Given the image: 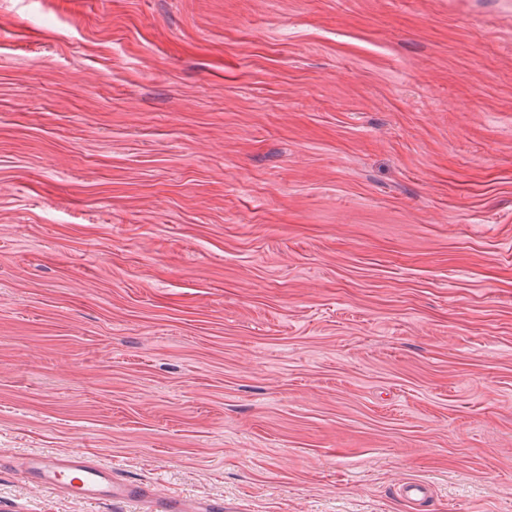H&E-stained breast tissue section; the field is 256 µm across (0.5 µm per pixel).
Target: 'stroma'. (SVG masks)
<instances>
[{
  "mask_svg": "<svg viewBox=\"0 0 512 512\" xmlns=\"http://www.w3.org/2000/svg\"><path fill=\"white\" fill-rule=\"evenodd\" d=\"M75 452L512 512V0H0V512Z\"/></svg>",
  "mask_w": 512,
  "mask_h": 512,
  "instance_id": "35a3bbf8",
  "label": "stroma"
}]
</instances>
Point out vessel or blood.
Masks as SVG:
<instances>
[{
	"instance_id": "obj_1",
	"label": "vessel or blood",
	"mask_w": 512,
	"mask_h": 512,
	"mask_svg": "<svg viewBox=\"0 0 512 512\" xmlns=\"http://www.w3.org/2000/svg\"><path fill=\"white\" fill-rule=\"evenodd\" d=\"M26 469L42 485L53 486L66 495L83 501L129 500L139 502L141 512H212V503L179 496L158 497L133 483L117 482L110 466L73 453L63 458L34 456Z\"/></svg>"
}]
</instances>
